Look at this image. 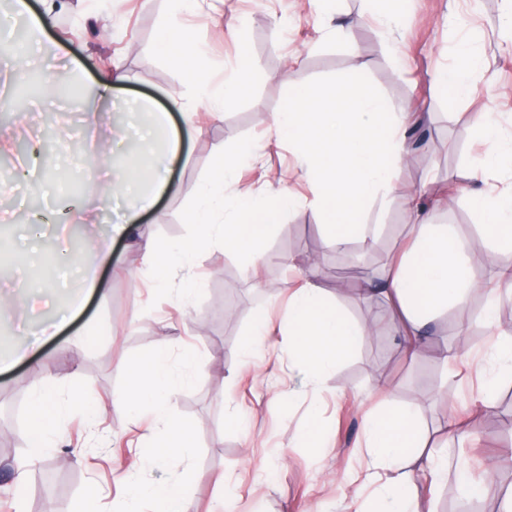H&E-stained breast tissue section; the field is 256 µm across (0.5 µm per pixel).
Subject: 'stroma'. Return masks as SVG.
Instances as JSON below:
<instances>
[{
	"instance_id": "35a3bbf8",
	"label": "stroma",
	"mask_w": 512,
	"mask_h": 512,
	"mask_svg": "<svg viewBox=\"0 0 512 512\" xmlns=\"http://www.w3.org/2000/svg\"><path fill=\"white\" fill-rule=\"evenodd\" d=\"M24 14H0V95L12 93L21 73L8 48L18 26L39 17L43 33L31 50L30 68L77 83L79 99L59 96L53 87L18 97L16 111L0 116V139L10 143L0 153V234L8 236L7 259L0 265V290L12 302L0 309V353L34 346L31 361L0 372V423L15 439V455L0 457V501L14 499L15 468L25 465L28 481L25 512H71L84 483L98 489L105 512L120 503L124 488L116 473L134 459L139 440H151L161 421L144 412L125 417L109 398L118 388L119 364L139 349L167 341L172 350L190 349L200 357L199 382L177 390L172 408L197 426L202 456L187 494L189 512H209L222 498L226 483L236 484V512H354L353 498L375 468L363 434L365 416L391 406L417 409L434 451L448 454V479L439 485L422 479L412 491L421 512H437L442 500L459 505L479 499L483 512L505 506L485 490L487 483L512 493V376L501 375L495 406L481 404L486 353L492 342L483 309L473 303L451 308L429 326L435 340L415 361L406 359L397 319L380 302L358 292L360 278L333 279L322 285L324 297L362 323H377L353 351L322 376L318 387L288 355L278 330L290 288L303 284L299 271L281 266L278 273L258 272L240 279L232 254L212 247L194 260L192 272L203 286L200 302L174 297L154 301V283L139 243L185 231L180 211L195 192L218 151L242 135L252 136L260 161H244L236 190L253 195L284 190L300 200L281 221L264 253L268 260L321 255L326 231L312 202L315 186L287 142L278 140L273 120L289 89L309 79L363 73L398 112L427 132V143L409 149L397 170L393 191L371 200L363 220L374 227L353 247L367 248L369 271L384 266L391 253L411 237L409 204H416L434 224L452 226L474 240L479 251L474 272L485 289H495V312L502 328L512 329V293L499 285L512 269V249L479 239L476 216L464 174L487 144L480 141V113H493L503 141H512V0H413L399 33L371 19L364 0H342L340 7L356 25L340 36L324 25L318 0H221L217 11L187 16L186 23L209 61V90L220 93L237 61L240 41H247L253 68L251 93L233 107L214 113L201 102L196 86L155 49L167 0H112L111 11L83 7L82 0H27ZM471 48L481 61L468 97L452 99L434 83L449 67L458 48ZM125 80L101 103L98 81L109 70ZM147 97L168 112L196 107L193 124L179 123L182 162L171 174L153 211L139 218L134 240H111L112 194L100 183L96 154L110 146L111 166L138 171L150 163L133 139L118 140L119 129L138 123L130 99ZM52 140L47 167L19 149L21 140ZM81 181L95 190L77 200L71 227L99 240V247L76 249L71 236L45 224L32 238L24 217L62 210L67 184ZM112 249V263L98 260L100 246ZM59 257L56 273L46 280L39 299L30 283L42 277L29 266L34 250ZM95 274L99 289L87 293L84 280ZM43 278V277H42ZM83 312L51 341L35 344L41 326L75 303ZM264 311L269 336L250 361L240 348L254 331L253 316ZM48 374L66 376L58 392L67 400L72 388L87 391L84 409L62 412L65 434L52 441L44 465L26 462L31 392ZM247 415L244 427L225 418V395ZM318 419L323 446L303 435Z\"/></svg>"
}]
</instances>
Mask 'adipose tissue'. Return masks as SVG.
I'll use <instances>...</instances> for the list:
<instances>
[{
  "label": "adipose tissue",
  "mask_w": 512,
  "mask_h": 512,
  "mask_svg": "<svg viewBox=\"0 0 512 512\" xmlns=\"http://www.w3.org/2000/svg\"><path fill=\"white\" fill-rule=\"evenodd\" d=\"M200 7L201 0H170L167 20L157 41L158 50L181 59L190 80L198 84L205 81V71L200 66L203 55L191 38L183 15ZM138 108L153 116L152 126L135 131L140 144H147L153 136L161 134L167 146L155 165L141 177L113 171V194L131 197L129 215L110 227L114 238L131 236L138 213L154 205L167 173L181 161L169 113L158 110L148 98L140 99ZM507 162L512 163V147L508 145L474 163L468 177L477 186L471 203L483 236L512 247V196H496L482 188L487 170ZM411 219L413 245L396 253L376 280L366 281L361 291L367 296H380L388 307L396 309L405 340L404 352L414 359L428 341L426 327L435 314L462 305L475 288L476 280L471 265L473 243L460 238L448 225L429 223L419 211H412ZM280 330L288 338L289 356L303 361L315 378L348 356L369 332L367 326L350 319L336 305L326 303L320 289L313 286L289 294ZM62 382L61 376H47L31 394L29 461L41 459L51 440L63 433L61 405L56 399ZM364 433L371 455L381 464L376 475L379 492L372 500L371 512H414L404 491L405 463H418L435 482L443 480L448 471L447 463L422 451V434L414 410L374 412L365 420Z\"/></svg>",
  "instance_id": "1"
}]
</instances>
